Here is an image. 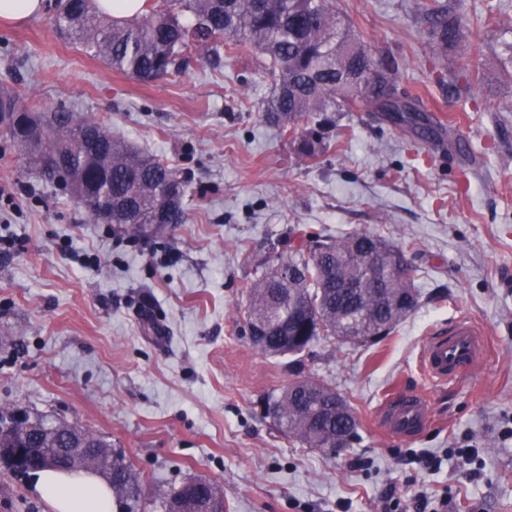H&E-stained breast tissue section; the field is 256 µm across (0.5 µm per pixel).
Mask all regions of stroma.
<instances>
[{
    "mask_svg": "<svg viewBox=\"0 0 512 512\" xmlns=\"http://www.w3.org/2000/svg\"><path fill=\"white\" fill-rule=\"evenodd\" d=\"M0 21V87L49 109L90 117L175 167L185 219L139 234L90 220L0 137V410H19L96 434L129 463L144 512L171 487L216 482L224 512H380L396 487L448 496V512H512V0H468L481 20V80L472 100L436 83L470 52L433 53L412 21L416 0H336L342 21L377 57L398 65L400 88L442 118L434 140L378 112L336 115L317 161L266 124L272 80L261 57L205 62L193 50L180 75L142 82L62 38L55 0ZM328 238L368 231L402 247L418 307L383 340L319 342L306 372L354 407L358 438L339 450L283 434L266 402L291 378L292 356L256 348L243 327L244 285L291 229ZM487 335L469 379L430 382L419 353L432 330L460 317ZM424 391L432 418L416 439L375 423L393 387ZM478 448L480 478L445 452ZM443 456L440 472L409 453ZM0 512H49L30 478L0 464Z\"/></svg>",
    "mask_w": 512,
    "mask_h": 512,
    "instance_id": "obj_1",
    "label": "stroma"
}]
</instances>
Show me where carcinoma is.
Here are the masks:
<instances>
[{
  "label": "carcinoma",
  "instance_id": "carcinoma-1",
  "mask_svg": "<svg viewBox=\"0 0 512 512\" xmlns=\"http://www.w3.org/2000/svg\"><path fill=\"white\" fill-rule=\"evenodd\" d=\"M164 9L130 20H111L92 0H58L54 24L58 32L106 65L144 82L181 72L182 56L194 40L208 55L220 49L236 56L245 52L266 57L274 91L264 116L293 135L298 153L314 158L322 149L324 122L308 126L313 112H349L362 104L385 112L399 126L431 132V120L420 102L398 91L396 71L385 69L361 44L360 35L341 29L336 0H167ZM417 23L437 51L471 47L476 22L465 0L420 4ZM39 116L36 135L48 154L37 155L43 175L53 180L68 170L60 185L76 203L89 204L106 190L112 218L88 207L92 221L114 224H180L184 220V185L169 164L139 152L123 138L92 119H77L64 109L49 112L40 101L0 89V133L35 152L32 136L15 126L17 113ZM402 253L378 236L357 232L324 241L304 228L288 240V254L270 257L265 271L246 285L247 330L261 333L262 352L272 356L304 355L324 339L372 338L360 331L384 327L389 335L417 306L414 269L393 275ZM276 422L309 448H331L336 433L357 437V422L347 401L327 383L306 374L297 363L294 379L273 400ZM34 436L23 447L70 448L87 440L105 447L96 435L78 429H56L33 422ZM203 493L170 490L162 508L182 512H224V493L217 484L199 479ZM116 512H141V483L122 459L112 464Z\"/></svg>",
  "mask_w": 512,
  "mask_h": 512
}]
</instances>
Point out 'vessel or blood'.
<instances>
[{"label": "vessel or blood", "instance_id": "1", "mask_svg": "<svg viewBox=\"0 0 512 512\" xmlns=\"http://www.w3.org/2000/svg\"><path fill=\"white\" fill-rule=\"evenodd\" d=\"M483 336L465 317L450 327L435 331L424 344L421 366L427 378L436 384L463 379L472 374L482 353ZM431 407L417 390L394 391L384 400L378 423L388 434L413 439L427 426Z\"/></svg>", "mask_w": 512, "mask_h": 512}]
</instances>
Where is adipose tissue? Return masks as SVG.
<instances>
[{"mask_svg": "<svg viewBox=\"0 0 512 512\" xmlns=\"http://www.w3.org/2000/svg\"><path fill=\"white\" fill-rule=\"evenodd\" d=\"M30 482L52 512H115L109 483L94 473L38 470Z\"/></svg>", "mask_w": 512, "mask_h": 512, "instance_id": "adipose-tissue-1", "label": "adipose tissue"}]
</instances>
